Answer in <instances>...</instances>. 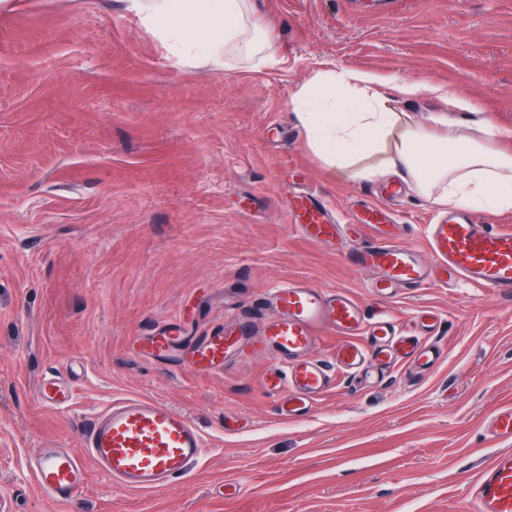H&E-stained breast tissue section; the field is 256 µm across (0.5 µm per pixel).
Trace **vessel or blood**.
Wrapping results in <instances>:
<instances>
[{
  "instance_id": "obj_1",
  "label": "vessel or blood",
  "mask_w": 512,
  "mask_h": 512,
  "mask_svg": "<svg viewBox=\"0 0 512 512\" xmlns=\"http://www.w3.org/2000/svg\"><path fill=\"white\" fill-rule=\"evenodd\" d=\"M290 213L310 241L328 243L344 234L342 225L331 223L316 192L294 195ZM387 218L381 207L364 206L357 228L374 233L378 241L349 256L355 267L376 273L374 296L386 298L396 288H417L440 277L512 294V231L479 223L466 211H449L429 227L428 246L435 258L430 267L415 248L401 243L400 225ZM261 306L270 315L257 340L244 342L240 329L227 327L191 342L180 324L170 323L147 337L143 348L159 359L181 352L188 367L205 370L223 367L225 359L248 350L287 356L286 371L273 383L282 415L295 419L307 416L330 384L326 367L310 356L321 330L345 336L336 351V363L344 370H381L398 363L418 368L437 359L433 345L404 334L387 316L367 319L362 306L338 288L283 284L265 295ZM37 396L42 406L57 410L68 408L75 398L69 383L54 376L39 382ZM490 431L511 446L479 471L473 512H512V407L495 413ZM204 447L203 434L185 415L156 400L131 397L113 402L82 427L80 450L36 448L26 463L38 489L65 503L84 488L86 462L125 489L148 491L186 475Z\"/></svg>"
}]
</instances>
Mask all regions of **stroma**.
<instances>
[{
    "label": "stroma",
    "instance_id": "obj_1",
    "mask_svg": "<svg viewBox=\"0 0 512 512\" xmlns=\"http://www.w3.org/2000/svg\"><path fill=\"white\" fill-rule=\"evenodd\" d=\"M267 48L217 65L184 59L134 0H14L0 8V512H472L469 492L500 448L484 422L512 406V296L462 282L382 301L344 255L297 230L286 190L311 189L341 222L373 202L430 257L437 205L382 179L333 175L308 146L292 98L322 73L383 79L396 111L435 127L437 97L397 93L424 78L512 137V0H255ZM337 287L368 314L430 310L443 358L382 382L336 372L308 417L276 410L273 354L196 371L141 350L165 324L197 337L253 312L279 284ZM77 388L66 412L36 386ZM143 396L186 415L205 456L167 486L130 492L89 467L69 503L44 496L30 449L74 448L85 418Z\"/></svg>",
    "mask_w": 512,
    "mask_h": 512
}]
</instances>
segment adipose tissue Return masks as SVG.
Segmentation results:
<instances>
[{
    "label": "adipose tissue",
    "mask_w": 512,
    "mask_h": 512,
    "mask_svg": "<svg viewBox=\"0 0 512 512\" xmlns=\"http://www.w3.org/2000/svg\"><path fill=\"white\" fill-rule=\"evenodd\" d=\"M142 20L163 38H189L213 61L250 52L262 36L250 0H137ZM377 77L322 75L299 90L293 104L310 148L328 168L354 177L398 175L426 200L453 207L512 211V151L484 146L467 130L438 135L416 127L381 94Z\"/></svg>",
    "instance_id": "obj_1"
}]
</instances>
